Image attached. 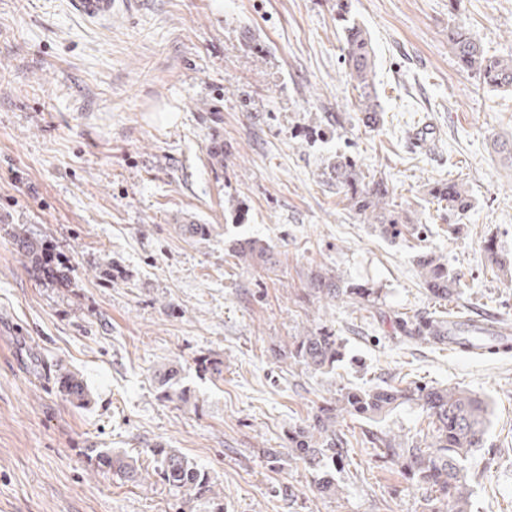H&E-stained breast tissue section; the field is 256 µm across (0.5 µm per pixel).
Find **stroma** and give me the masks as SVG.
Returning <instances> with one entry per match:
<instances>
[{"label":"stroma","mask_w":512,"mask_h":512,"mask_svg":"<svg viewBox=\"0 0 512 512\" xmlns=\"http://www.w3.org/2000/svg\"><path fill=\"white\" fill-rule=\"evenodd\" d=\"M334 3L136 0L92 21L69 0H0V512H178L154 473L158 444L209 473L224 512H424L425 490L371 451L350 449L332 497L285 456L341 389L386 382L489 402L467 462L472 512H512V352L410 341L394 324L442 312L512 323V282L486 254L512 260V161L493 146L512 140V89L483 86L448 49L460 24L512 58V0H351L376 53L374 128L354 107ZM339 154L412 212L401 236L348 211L324 174ZM452 179L473 199L454 217L429 195ZM183 224L215 230L191 240ZM22 233L59 244L67 288L18 249ZM250 237L276 266L232 257ZM422 252L447 262L451 300L427 290ZM319 267L377 289L375 307L309 296ZM315 327L344 341L332 371L283 356ZM202 357L223 361V378ZM165 367L188 403L164 398ZM65 371L87 404L60 387ZM374 427L420 441L428 420L402 407L340 422L351 440ZM88 448L134 457L141 483L97 470Z\"/></svg>","instance_id":"obj_1"}]
</instances>
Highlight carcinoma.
Here are the masks:
<instances>
[{"label": "carcinoma", "mask_w": 512, "mask_h": 512, "mask_svg": "<svg viewBox=\"0 0 512 512\" xmlns=\"http://www.w3.org/2000/svg\"><path fill=\"white\" fill-rule=\"evenodd\" d=\"M336 21L344 34V64L358 91L355 106L366 127L380 120V103L375 86V52L367 32L350 18L348 0H336ZM448 47L460 67L480 78L482 84L496 89H512V58L489 56L462 25L448 31ZM330 179L343 194L347 207L366 224H378L383 233L395 234L399 225L412 224L414 218L405 209L390 202V190L382 179L365 180L356 165L338 156L329 165ZM429 195L448 207L450 214H462L471 208V196L464 184L450 181L429 190ZM233 256L253 266H267L274 258L270 246L259 238H246L235 243ZM424 284L432 294L446 300L451 294L448 266L441 258L425 254L419 260ZM308 293L318 299L334 300L347 296L363 299L369 293L360 288H346L340 279L321 270L309 276ZM396 330L409 340L445 344L448 320L443 316H421L414 320L403 317L395 322ZM344 345L334 333L319 327L295 337L288 358L313 370H326L341 360ZM67 395L83 405L88 400L82 378L63 373ZM167 399L182 403L188 398L173 389L174 371H159ZM414 404L426 413L430 441L420 444L397 440L386 433H370L363 444L376 456L400 467L410 483L429 493L428 512H470L472 489L464 473L465 464L474 449L485 442L489 404L479 394L460 387L438 388L416 385L404 389L391 384L367 389H347L339 397L318 408L312 417L288 436L289 449L305 466L317 471L327 460L341 455L348 441L338 433V419L344 415L373 419L404 406ZM157 466L155 472L162 484L180 497V512H193L194 504L206 498L213 512H224L209 474L186 457L160 445L150 449ZM90 463L105 469L126 482H140L142 473L137 462L107 448H92L87 453Z\"/></svg>", "instance_id": "obj_1"}]
</instances>
